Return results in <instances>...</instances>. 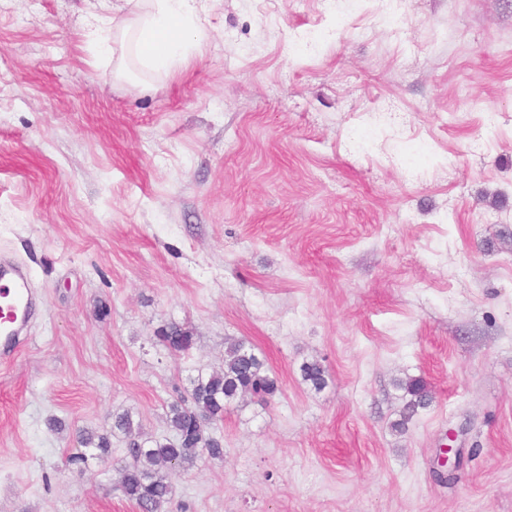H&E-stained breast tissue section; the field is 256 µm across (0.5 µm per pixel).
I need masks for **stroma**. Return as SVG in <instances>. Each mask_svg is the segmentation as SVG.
Wrapping results in <instances>:
<instances>
[{
  "instance_id": "1",
  "label": "stroma",
  "mask_w": 512,
  "mask_h": 512,
  "mask_svg": "<svg viewBox=\"0 0 512 512\" xmlns=\"http://www.w3.org/2000/svg\"><path fill=\"white\" fill-rule=\"evenodd\" d=\"M195 6L165 72L126 0H0V253L45 300L0 367V512H136L121 436L80 471L77 430L168 436L229 337L281 391L227 408L164 512H512V0ZM155 337L160 345L176 352H187L193 345L190 331L176 322H171L158 330Z\"/></svg>"
}]
</instances>
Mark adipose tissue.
<instances>
[{
  "mask_svg": "<svg viewBox=\"0 0 512 512\" xmlns=\"http://www.w3.org/2000/svg\"><path fill=\"white\" fill-rule=\"evenodd\" d=\"M137 16L128 33L138 56L150 67L167 69L199 41L194 0H127Z\"/></svg>",
  "mask_w": 512,
  "mask_h": 512,
  "instance_id": "adipose-tissue-1",
  "label": "adipose tissue"
}]
</instances>
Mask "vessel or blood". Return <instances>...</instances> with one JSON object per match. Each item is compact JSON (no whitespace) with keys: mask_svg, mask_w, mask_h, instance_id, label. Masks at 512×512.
I'll list each match as a JSON object with an SVG mask.
<instances>
[{"mask_svg":"<svg viewBox=\"0 0 512 512\" xmlns=\"http://www.w3.org/2000/svg\"><path fill=\"white\" fill-rule=\"evenodd\" d=\"M42 306L43 298L33 287L28 269L0 255V366L12 363Z\"/></svg>","mask_w":512,"mask_h":512,"instance_id":"vessel-or-blood-1","label":"vessel or blood"}]
</instances>
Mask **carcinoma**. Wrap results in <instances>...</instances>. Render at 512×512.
Wrapping results in <instances>:
<instances>
[{
    "label": "carcinoma",
    "mask_w": 512,
    "mask_h": 512,
    "mask_svg": "<svg viewBox=\"0 0 512 512\" xmlns=\"http://www.w3.org/2000/svg\"><path fill=\"white\" fill-rule=\"evenodd\" d=\"M156 339L164 347L187 352L193 336L184 326L171 322L157 331ZM407 392L415 397L408 405L410 413L428 404V392L423 381L406 383ZM280 392V381L242 340H232L224 350V368L200 374L191 382V389L168 405L167 421L172 437L153 439L134 432L128 412L115 415L112 430L127 438L125 462L121 469L120 490L139 512H162L171 493L172 475L192 466L202 456L224 458V434L219 424L224 422L226 407L247 394L264 407ZM78 442L84 447L75 462L90 459L106 460L112 453L107 434L80 430Z\"/></svg>",
    "instance_id": "cac0c4a2"
}]
</instances>
